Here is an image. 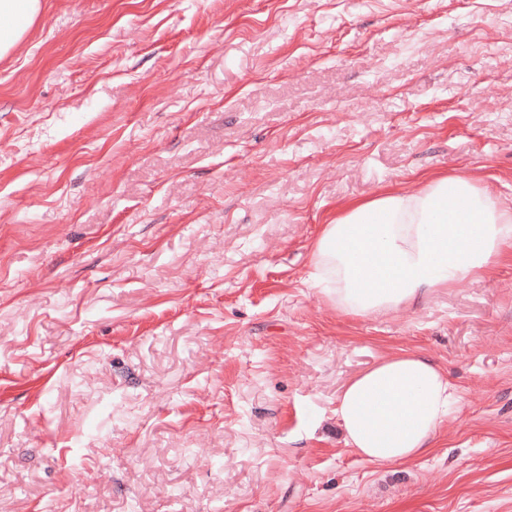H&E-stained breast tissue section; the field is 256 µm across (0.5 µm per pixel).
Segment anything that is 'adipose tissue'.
<instances>
[{
  "label": "adipose tissue",
  "mask_w": 512,
  "mask_h": 512,
  "mask_svg": "<svg viewBox=\"0 0 512 512\" xmlns=\"http://www.w3.org/2000/svg\"><path fill=\"white\" fill-rule=\"evenodd\" d=\"M42 0H0V60L28 39ZM512 259V206L461 175L421 174L328 214L314 239L310 278L341 315L367 319L419 306L434 291L488 277ZM461 396L447 371L399 350L353 376L334 414L345 445L366 462L409 463L436 448Z\"/></svg>",
  "instance_id": "obj_1"
}]
</instances>
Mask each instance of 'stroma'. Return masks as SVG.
Masks as SVG:
<instances>
[{"label": "stroma", "instance_id": "stroma-1", "mask_svg": "<svg viewBox=\"0 0 512 512\" xmlns=\"http://www.w3.org/2000/svg\"><path fill=\"white\" fill-rule=\"evenodd\" d=\"M42 2L0 61V512H512V261L363 320L309 278L417 174L512 205V0ZM398 349L462 398L376 467L336 397Z\"/></svg>", "mask_w": 512, "mask_h": 512}]
</instances>
